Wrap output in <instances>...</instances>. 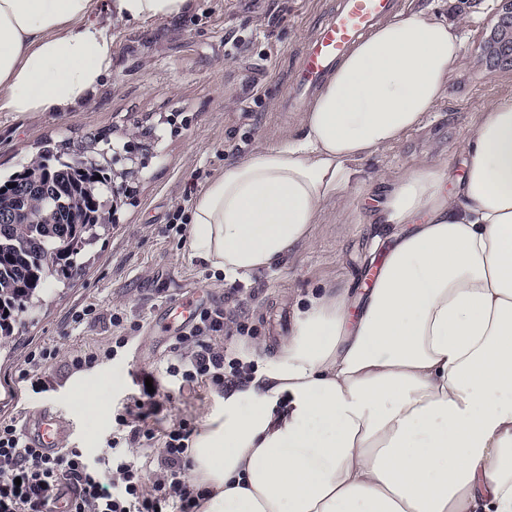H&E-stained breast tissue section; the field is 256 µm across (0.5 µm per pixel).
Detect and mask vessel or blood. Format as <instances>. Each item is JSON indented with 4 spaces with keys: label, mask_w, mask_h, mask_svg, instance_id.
Here are the masks:
<instances>
[{
    "label": "vessel or blood",
    "mask_w": 512,
    "mask_h": 512,
    "mask_svg": "<svg viewBox=\"0 0 512 512\" xmlns=\"http://www.w3.org/2000/svg\"><path fill=\"white\" fill-rule=\"evenodd\" d=\"M398 8L399 0H337L299 52L288 108L302 109L352 47L381 21L393 17ZM72 428L71 420L61 410L47 404L31 415L25 435L41 452L52 455L59 452Z\"/></svg>",
    "instance_id": "b4317fda"
}]
</instances>
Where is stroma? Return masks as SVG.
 Listing matches in <instances>:
<instances>
[{
	"instance_id": "35a3bbf8",
	"label": "stroma",
	"mask_w": 512,
	"mask_h": 512,
	"mask_svg": "<svg viewBox=\"0 0 512 512\" xmlns=\"http://www.w3.org/2000/svg\"><path fill=\"white\" fill-rule=\"evenodd\" d=\"M336 0H194L177 18L112 27L108 75L91 101L70 112L0 111V175L36 155L49 139L89 143L100 134L130 144L117 170L126 172L110 234L85 257V270L71 287L54 292L47 308L15 345L0 350V416L24 422L34 409L54 403L74 423L64 442L96 455L116 432L117 415L140 395L142 379L154 375L169 402L154 426L151 444L132 445L129 458L145 462L163 448L161 431L188 421L201 430L208 413L221 408L224 392L189 384L167 373L171 351L162 331L171 303L204 284L207 307L223 304L232 286L242 289L236 323L224 339L243 360L264 363L277 354L297 305L326 288L362 299L369 279L392 247L401 226L380 221L387 191L416 165L445 163L448 185L465 173V146L481 113L512 102V68L489 70L482 47L500 12V0H459L467 18L464 53L448 77V93L423 123L360 165L341 197L328 201L313 226L312 244L273 269L236 280L192 256L191 234L173 224L176 210L190 211L192 197L226 166L274 147L302 130L303 115L284 111L297 55L324 11ZM96 314L73 322L74 312ZM116 312L121 325L99 321ZM245 323L249 335L236 331ZM129 342L116 356L100 357L75 370L74 355L107 349L113 337ZM57 355L42 366L46 386L33 391L19 371L30 350ZM93 388L100 408L78 400Z\"/></svg>"
}]
</instances>
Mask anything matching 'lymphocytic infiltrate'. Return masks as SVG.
<instances>
[{
	"label": "lymphocytic infiltrate",
	"mask_w": 512,
	"mask_h": 512,
	"mask_svg": "<svg viewBox=\"0 0 512 512\" xmlns=\"http://www.w3.org/2000/svg\"><path fill=\"white\" fill-rule=\"evenodd\" d=\"M230 317L221 307L202 310L193 328L176 337L167 372L187 383L223 388L249 383L253 362L227 358L220 343ZM191 434L185 421L166 433L149 482L148 472L128 459L119 440L110 444L111 457L95 462L79 448L49 457L22 439L14 421L0 419V512H42L64 483L75 488L70 512H199L205 491L186 475Z\"/></svg>",
	"instance_id": "obj_1"
}]
</instances>
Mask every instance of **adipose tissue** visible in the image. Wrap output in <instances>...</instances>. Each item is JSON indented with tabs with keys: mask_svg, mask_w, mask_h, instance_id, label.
Returning <instances> with one entry per match:
<instances>
[{
	"mask_svg": "<svg viewBox=\"0 0 512 512\" xmlns=\"http://www.w3.org/2000/svg\"><path fill=\"white\" fill-rule=\"evenodd\" d=\"M193 0H109L112 21ZM92 0H0V110L69 112L112 64ZM445 0L358 42L305 134L225 167L193 201V257L231 277L310 243L358 163L420 126L463 57ZM466 173L424 162L387 195L398 236L360 309L327 290L276 357L224 394L190 450L200 512H512V103L481 113Z\"/></svg>",
	"mask_w": 512,
	"mask_h": 512,
	"instance_id": "obj_1",
	"label": "adipose tissue"
}]
</instances>
